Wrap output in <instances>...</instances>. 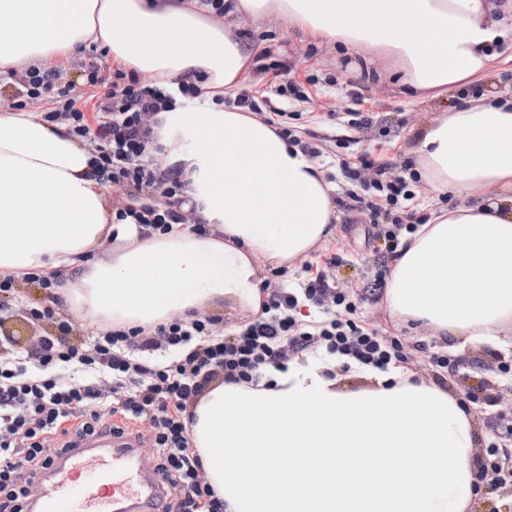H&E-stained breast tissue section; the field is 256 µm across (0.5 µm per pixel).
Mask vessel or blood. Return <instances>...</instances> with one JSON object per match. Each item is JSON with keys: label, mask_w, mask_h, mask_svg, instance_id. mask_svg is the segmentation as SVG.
I'll return each instance as SVG.
<instances>
[{"label": "vessel or blood", "mask_w": 512, "mask_h": 512, "mask_svg": "<svg viewBox=\"0 0 512 512\" xmlns=\"http://www.w3.org/2000/svg\"><path fill=\"white\" fill-rule=\"evenodd\" d=\"M141 446L136 436L108 434L55 456L37 512H156L164 488L140 464Z\"/></svg>", "instance_id": "1"}]
</instances>
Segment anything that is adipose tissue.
Here are the masks:
<instances>
[{
  "instance_id": "obj_1",
  "label": "adipose tissue",
  "mask_w": 512,
  "mask_h": 512,
  "mask_svg": "<svg viewBox=\"0 0 512 512\" xmlns=\"http://www.w3.org/2000/svg\"><path fill=\"white\" fill-rule=\"evenodd\" d=\"M218 19L181 0H0V68L94 45L176 97L154 160L181 171L204 232L116 221L90 147L30 112L0 113V276L66 281L78 313L155 325L223 300L251 313L258 271L292 265L333 232V187L276 127L218 106L251 53L227 17L276 16L337 46L388 57L410 95L485 80L512 43V0H224ZM193 81L197 97L179 95ZM426 193L459 204L404 233L384 302L392 321L474 342L512 325V97H483L428 124L412 152ZM476 189L489 190L466 203ZM335 363L272 371L264 386L215 382L190 437L226 512H471L473 415L450 390L392 372L352 392Z\"/></svg>"
}]
</instances>
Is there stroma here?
I'll return each mask as SVG.
<instances>
[{"label": "stroma", "mask_w": 512, "mask_h": 512, "mask_svg": "<svg viewBox=\"0 0 512 512\" xmlns=\"http://www.w3.org/2000/svg\"><path fill=\"white\" fill-rule=\"evenodd\" d=\"M230 23L233 33L257 51L241 88L247 90L262 116L279 117L293 143L318 148L315 162L333 185L338 201L352 188L344 173L345 162H356L366 153L390 162L392 175L405 174L426 119L473 98L512 92V56L507 54L499 57L487 80L455 89L447 101L415 99L395 82L391 61L368 60L362 54L337 49L274 16L234 17ZM91 61L98 63L102 75H109L111 57L93 45L63 61L62 80L75 84L77 94L92 105L103 90L83 83V67ZM355 112L369 116V123L350 126L348 120ZM337 215L328 240L291 267L264 270L262 280L274 289L294 288L305 277V264L319 265L326 256L338 255L342 264L335 270L337 286L360 296V316L370 328L400 341L407 358L405 366L415 376L444 384L459 395L481 383L495 387L494 406L472 409L478 455L486 457L498 419L512 417V386L499 383L497 356L502 351L492 343H469L457 355L461 367L456 376L433 367L429 355L443 352V343L425 331L395 324L383 301L366 300L367 288L384 266L382 248L369 236L368 225L358 224L352 233H344L349 214L341 208Z\"/></svg>", "instance_id": "1"}]
</instances>
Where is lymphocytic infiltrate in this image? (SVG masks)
Segmentation results:
<instances>
[{"mask_svg":"<svg viewBox=\"0 0 512 512\" xmlns=\"http://www.w3.org/2000/svg\"><path fill=\"white\" fill-rule=\"evenodd\" d=\"M85 77L88 85L107 87L89 112L79 108L71 87L59 86L58 70H29L23 87L29 99H56L46 121L67 123L70 134L94 140L97 177L124 194L119 219L162 233L185 223L180 171L158 169L150 158L158 145L149 119L173 109L174 98L120 69L106 79L92 63ZM365 168L373 179L362 178ZM388 168L366 155L358 167H347L358 187L347 191L345 208L365 216L393 259L406 228L395 209L412 193L405 178L388 177ZM149 190L160 192L161 200L148 201ZM340 264L330 256L299 291L271 290L257 318L230 337L213 331V318L194 315L151 329L89 326L74 341L69 320L54 308L27 307L30 319L51 321L56 332L34 350L0 357V512H29L30 487L50 468L53 453L110 433L116 419L149 429L165 489L162 512H224L188 430L192 405L213 382L258 385L266 367L283 368L289 355L313 347L381 371L405 360L396 340L356 319L355 303L336 286L333 270ZM303 303L318 309V320H298Z\"/></svg>","mask_w":512,"mask_h":512,"instance_id":"1","label":"lymphocytic infiltrate"}]
</instances>
